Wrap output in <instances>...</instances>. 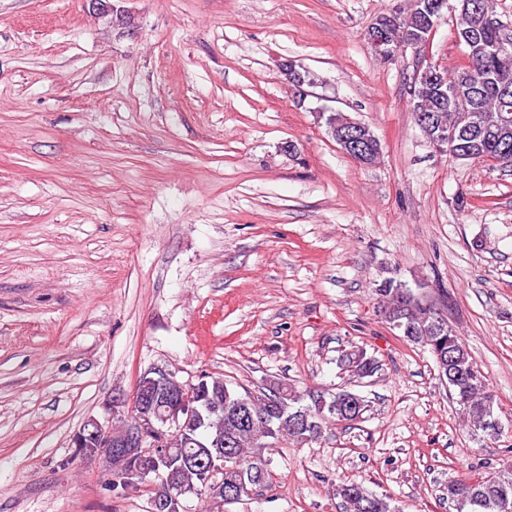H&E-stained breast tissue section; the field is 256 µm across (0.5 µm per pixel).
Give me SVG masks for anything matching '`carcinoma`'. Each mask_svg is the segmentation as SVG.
Segmentation results:
<instances>
[{"label": "carcinoma", "instance_id": "1", "mask_svg": "<svg viewBox=\"0 0 512 512\" xmlns=\"http://www.w3.org/2000/svg\"><path fill=\"white\" fill-rule=\"evenodd\" d=\"M454 37L464 46L469 66H458L443 75L448 89L457 91L462 99L457 106L437 113V119L447 128L464 124L481 128L474 160L490 164L503 149L512 153V136L504 142L496 126L498 91L491 80L496 73L512 78V48L496 51L506 37L503 27L474 31L468 17L459 11L455 14ZM399 284L395 278H386L376 288V294L384 298L383 321L389 326L401 324L399 331L404 340L428 350L438 374L446 378L451 372L463 378V385L449 388L453 402L476 431L498 439L502 433L478 426L487 412L498 407L487 377L448 325L445 314L420 297L405 304L394 298ZM340 362L360 378L373 375L378 368L376 361L362 350L343 355ZM196 385L197 408L203 420H182L180 427L173 428L179 439H194L193 447L182 453L161 446L151 449L152 457L161 463L158 486L149 488L152 498L172 490L187 500L196 498L218 505L225 499L209 492V485L221 481L225 487L238 490L240 496L248 497L270 485V463L255 458L263 449L284 438L300 444L316 442L326 424L356 421L348 416L347 399L351 394L346 390L334 394L317 390L304 393L287 381L272 377L265 379L257 392L240 393L224 379L207 374L199 376ZM220 451L232 457L225 461L224 473L207 481L198 461ZM336 496L345 512H394L389 501L367 491L357 481L336 485ZM448 502L456 512H512V474L486 471L467 479H450Z\"/></svg>", "mask_w": 512, "mask_h": 512}]
</instances>
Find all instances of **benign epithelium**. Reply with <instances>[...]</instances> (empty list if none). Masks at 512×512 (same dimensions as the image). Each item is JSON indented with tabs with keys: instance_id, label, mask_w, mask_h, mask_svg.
Returning <instances> with one entry per match:
<instances>
[{
	"instance_id": "benign-epithelium-1",
	"label": "benign epithelium",
	"mask_w": 512,
	"mask_h": 512,
	"mask_svg": "<svg viewBox=\"0 0 512 512\" xmlns=\"http://www.w3.org/2000/svg\"><path fill=\"white\" fill-rule=\"evenodd\" d=\"M420 23L416 29L407 36L398 40L394 38L390 29L375 22L367 29L370 46L377 55L394 61L412 50L416 56L415 69L410 77L408 88H413L418 83H432L435 81V72L431 67V59L421 55V52L429 48L438 19L447 10L456 12V5L448 0H438V12L429 16L430 5L424 0H419ZM280 74L284 75L294 90L296 96L302 98L306 94L305 87L311 85L307 74L296 68L293 61L285 59L278 64ZM416 123L421 132L426 134L427 142L440 153H452L460 160L470 158V153L456 152L457 143L454 131L444 132V128L430 122L426 114L428 106L417 104ZM328 135L336 142L339 149L348 156L357 160L362 165H372L379 160L381 148L376 136L369 133L367 128L358 121L349 119L338 122L329 121ZM142 377L150 379L147 388L135 387L133 398L115 396L112 399V418L121 422L123 429L122 440L116 442L112 436V426L102 424L96 419L86 421L73 435L72 447L79 450L78 458L81 460L101 461L107 467H112V447L120 443L126 448H154L165 442L170 434V429L180 422L183 416L195 411L194 388L195 384L182 381L175 373L163 369L153 368L142 374ZM163 394L168 399L167 415L162 421L154 420L150 411L153 408L155 398ZM145 463L137 468L121 472L123 480L130 484H136L154 477L157 465L150 456H142ZM183 500L180 495L170 491L155 499L153 512H180Z\"/></svg>"
}]
</instances>
